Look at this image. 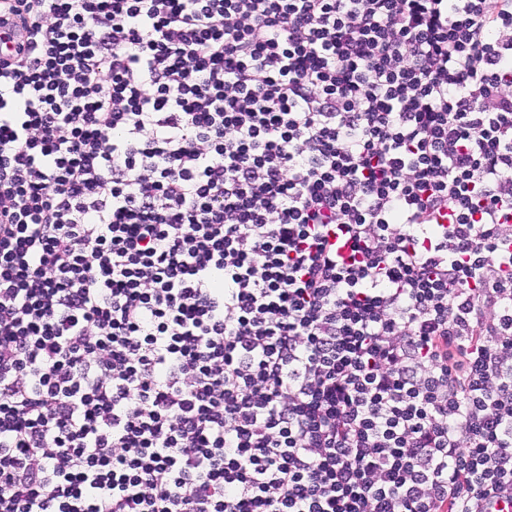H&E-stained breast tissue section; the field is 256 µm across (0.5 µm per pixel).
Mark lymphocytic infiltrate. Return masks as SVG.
Instances as JSON below:
<instances>
[{"mask_svg":"<svg viewBox=\"0 0 512 512\" xmlns=\"http://www.w3.org/2000/svg\"><path fill=\"white\" fill-rule=\"evenodd\" d=\"M511 490L512 0H0V512Z\"/></svg>","mask_w":512,"mask_h":512,"instance_id":"obj_1","label":"lymphocytic infiltrate"}]
</instances>
